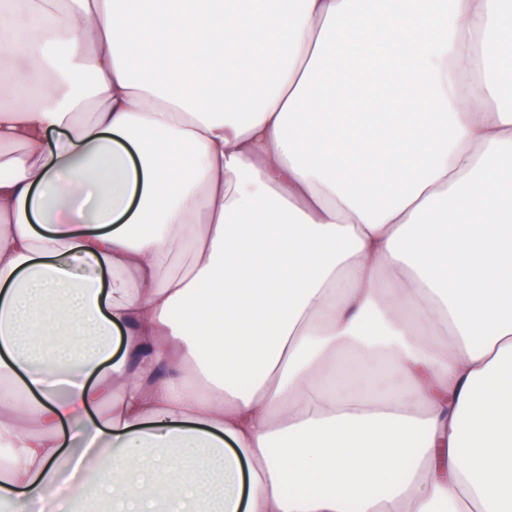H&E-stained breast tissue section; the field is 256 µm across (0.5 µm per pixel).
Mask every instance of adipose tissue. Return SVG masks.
Here are the masks:
<instances>
[{
	"label": "adipose tissue",
	"instance_id": "adipose-tissue-1",
	"mask_svg": "<svg viewBox=\"0 0 512 512\" xmlns=\"http://www.w3.org/2000/svg\"><path fill=\"white\" fill-rule=\"evenodd\" d=\"M0 36L13 512H512V0H0Z\"/></svg>",
	"mask_w": 512,
	"mask_h": 512
}]
</instances>
